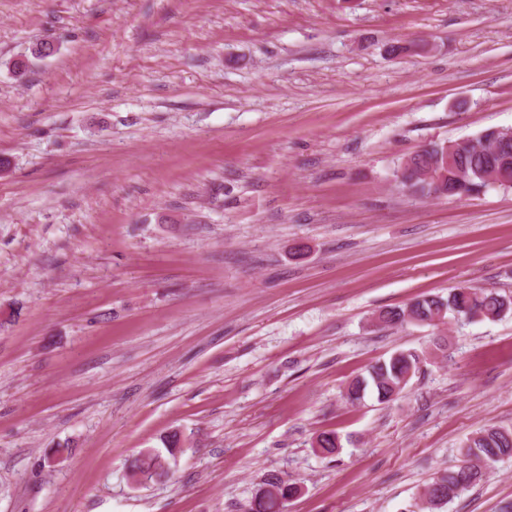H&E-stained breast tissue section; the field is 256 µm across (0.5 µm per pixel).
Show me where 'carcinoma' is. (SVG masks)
I'll return each mask as SVG.
<instances>
[{
	"label": "carcinoma",
	"mask_w": 512,
	"mask_h": 512,
	"mask_svg": "<svg viewBox=\"0 0 512 512\" xmlns=\"http://www.w3.org/2000/svg\"><path fill=\"white\" fill-rule=\"evenodd\" d=\"M492 129H486L476 137V146L462 147L434 175H426L428 159L443 149L441 144H430L401 162L396 180L407 189L423 196L437 199H461L477 195L485 184V177L498 172L501 184L512 188V143L495 151L487 142ZM512 314V298L490 289L457 287L443 298L428 295L416 298L404 308L381 310L375 314L380 329L396 327L404 323L435 324V318H478L496 321ZM447 346V338L434 343V348L418 352L400 351L389 359L371 366L369 377H358L345 388L344 397L354 404L372 391L377 401L386 404L394 401L406 388L423 363ZM181 435L174 433L167 440L170 458L146 453L130 463L132 478L139 484H147L169 473L171 460L176 458ZM312 448L324 457L333 455L339 448L336 433L321 432ZM512 457V428L487 426L468 437L463 443L461 464L454 469L435 473L419 501L410 505L411 512H438L460 493L482 483L495 462ZM298 492L297 486L277 473L267 475L245 512H284V508Z\"/></svg>",
	"instance_id": "cac0c4a2"
}]
</instances>
